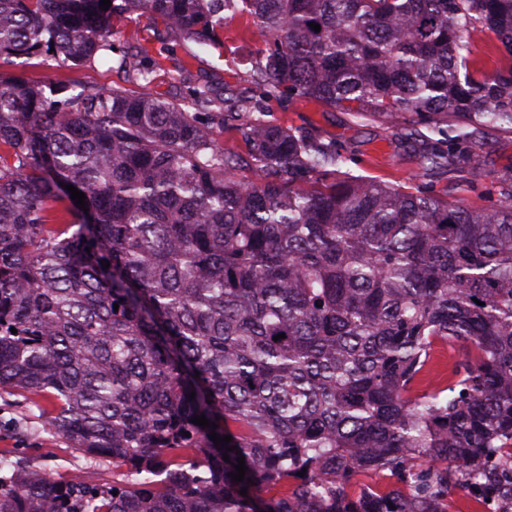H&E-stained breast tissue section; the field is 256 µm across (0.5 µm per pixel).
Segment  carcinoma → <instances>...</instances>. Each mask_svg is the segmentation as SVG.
Returning a JSON list of instances; mask_svg holds the SVG:
<instances>
[{
  "instance_id": "1",
  "label": "carcinoma",
  "mask_w": 512,
  "mask_h": 512,
  "mask_svg": "<svg viewBox=\"0 0 512 512\" xmlns=\"http://www.w3.org/2000/svg\"><path fill=\"white\" fill-rule=\"evenodd\" d=\"M133 7L200 43L223 11L250 15L265 49L246 108L401 119L419 183L356 175L331 138L262 117L239 127L249 156L226 154L207 85L189 92L202 114L123 88L52 99L3 70L91 62ZM484 31L492 71L469 64ZM496 131L512 0H0V389L51 394L48 430L87 457L163 475L110 485L4 456L0 512H450L454 488L497 494L474 463L512 458V181L482 211L423 182L474 167ZM437 342L462 360L415 394ZM374 470L407 490L347 493Z\"/></svg>"
}]
</instances>
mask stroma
Instances as JSON below:
<instances>
[{
	"mask_svg": "<svg viewBox=\"0 0 512 512\" xmlns=\"http://www.w3.org/2000/svg\"><path fill=\"white\" fill-rule=\"evenodd\" d=\"M114 49L90 65L59 68L40 57L20 58L10 73L28 83L49 88L75 82L99 90L123 87L130 91L183 100L190 87L209 85L224 94L229 111L237 100L254 95L263 37L251 17L226 14L218 30L219 40L201 45L172 31L159 19L139 11L113 19ZM151 59V80L133 77L142 55ZM267 117L284 126L310 125L336 139L350 152V168L361 175L390 186H408L415 172L413 140L404 122L384 125L360 120L318 103L299 99L288 102L270 99ZM478 167L454 178L434 177L435 190H447L452 204L472 210L492 205L498 198L495 187L512 176V135L497 134L484 142ZM52 408L48 396H29L0 390V455L21 456L60 477H73L95 469L102 482L125 480L126 472L111 462L91 463L79 450L49 432L45 422Z\"/></svg>",
	"mask_w": 512,
	"mask_h": 512,
	"instance_id": "1",
	"label": "stroma"
}]
</instances>
